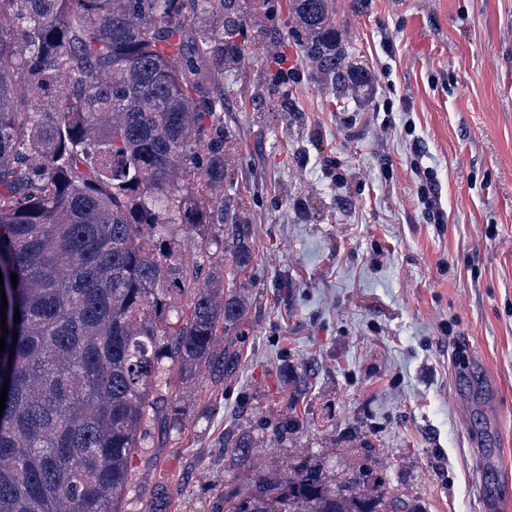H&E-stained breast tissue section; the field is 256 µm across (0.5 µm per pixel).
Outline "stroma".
<instances>
[{"label": "stroma", "instance_id": "obj_1", "mask_svg": "<svg viewBox=\"0 0 512 512\" xmlns=\"http://www.w3.org/2000/svg\"><path fill=\"white\" fill-rule=\"evenodd\" d=\"M238 4L247 37L210 86L232 158L210 205L250 226L245 315L222 341L239 358L180 386L122 512H224L304 458L421 512H512V0H334L365 87L308 61L292 0ZM279 55L296 79L275 82Z\"/></svg>", "mask_w": 512, "mask_h": 512}]
</instances>
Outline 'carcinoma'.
<instances>
[{"label": "carcinoma", "instance_id": "1", "mask_svg": "<svg viewBox=\"0 0 512 512\" xmlns=\"http://www.w3.org/2000/svg\"><path fill=\"white\" fill-rule=\"evenodd\" d=\"M333 5L295 0L306 57L338 82ZM236 36V0H0V512H121L133 456L176 424L165 394L235 368L215 347L244 301L183 250L193 234L233 282L250 263L249 226L209 205L230 166L209 85ZM365 477L305 461L224 512H417Z\"/></svg>", "mask_w": 512, "mask_h": 512}]
</instances>
